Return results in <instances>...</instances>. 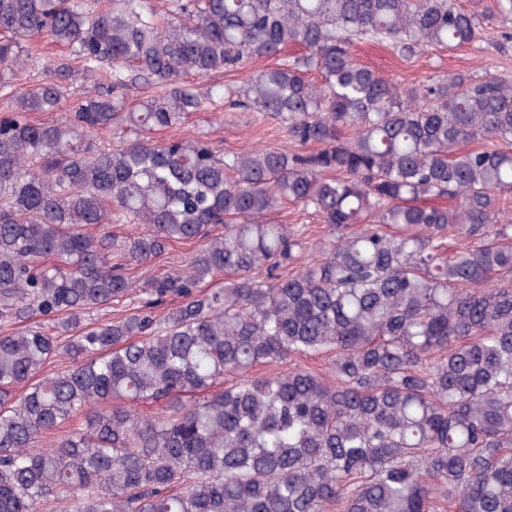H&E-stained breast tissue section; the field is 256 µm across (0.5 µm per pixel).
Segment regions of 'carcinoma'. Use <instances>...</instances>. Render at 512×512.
Segmentation results:
<instances>
[{"mask_svg": "<svg viewBox=\"0 0 512 512\" xmlns=\"http://www.w3.org/2000/svg\"><path fill=\"white\" fill-rule=\"evenodd\" d=\"M176 15L0 0L7 79L24 42L70 51L0 123V323L15 327L0 512H512V79L402 87L354 54L458 48L488 35L482 17L457 0H177ZM290 45L303 53L229 90L287 146L147 137L201 108L183 77ZM73 58L91 82L77 110L31 121L59 111ZM134 84L147 94L123 112L112 93ZM122 124L135 138L117 149L77 143ZM284 201L330 228L319 256L266 219ZM114 220L145 231L120 241ZM195 241L133 312L89 318L130 295L128 266ZM62 349L77 365L43 374ZM318 354L330 375L252 374Z\"/></svg>", "mask_w": 512, "mask_h": 512, "instance_id": "obj_1", "label": "carcinoma"}]
</instances>
